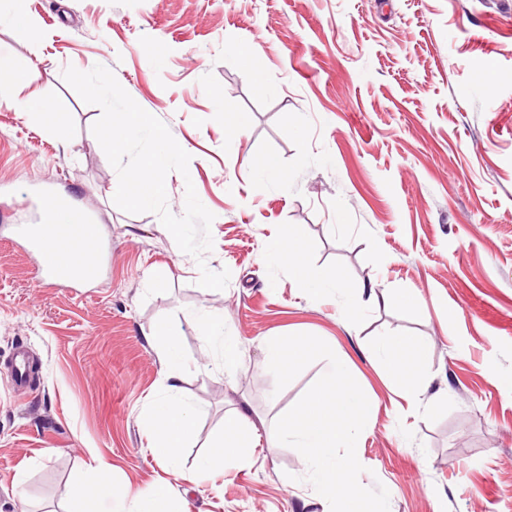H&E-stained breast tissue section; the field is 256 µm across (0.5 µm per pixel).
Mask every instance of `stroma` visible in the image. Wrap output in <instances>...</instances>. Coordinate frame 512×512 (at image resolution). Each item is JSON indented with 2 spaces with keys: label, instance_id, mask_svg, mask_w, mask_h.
<instances>
[{
  "label": "stroma",
  "instance_id": "stroma-1",
  "mask_svg": "<svg viewBox=\"0 0 512 512\" xmlns=\"http://www.w3.org/2000/svg\"><path fill=\"white\" fill-rule=\"evenodd\" d=\"M46 38L0 25V55L38 76L0 105V512H67L69 489L99 458L131 494L168 481L192 512H328L302 455L272 445L273 426L321 376L322 361L276 389L263 341L313 334L346 359L375 413L358 441L360 483L383 484L390 512H512V0H18ZM259 50L268 87L240 62ZM113 71L191 156L166 177L185 208L193 182L214 215L211 271L153 213L113 202L118 179L92 133L99 107L64 81L67 67ZM67 112L66 143L21 101ZM228 112L252 124L235 139ZM273 153L286 181L259 177ZM71 195L112 242L84 288L39 284L34 256L9 240L36 224L39 189ZM304 227L313 266L342 288L316 296L268 261L270 243ZM414 290L417 303H391ZM355 304V326L343 320ZM223 320L242 363L234 376L187 317ZM177 336L190 367L181 396L202 409L181 452L194 470L248 404L260 443L247 461L191 482L147 451L146 421L166 393L152 335ZM426 345L431 378L412 391L386 378L387 336ZM25 346L38 367L13 392L4 364Z\"/></svg>",
  "mask_w": 512,
  "mask_h": 512
}]
</instances>
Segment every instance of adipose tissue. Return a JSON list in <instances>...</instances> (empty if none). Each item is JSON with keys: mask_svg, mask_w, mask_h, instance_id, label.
<instances>
[{"mask_svg": "<svg viewBox=\"0 0 512 512\" xmlns=\"http://www.w3.org/2000/svg\"><path fill=\"white\" fill-rule=\"evenodd\" d=\"M308 238L303 227L296 226L278 238L268 254L272 266L288 268L295 281L308 291L321 295L341 282L338 273L311 267L307 262ZM165 366L167 394L151 412L147 424L153 441L151 453L166 462L172 472H179L181 448L194 433L200 414L198 407L179 397L186 361L176 337H167L158 349ZM380 364L389 380L413 389L431 375L426 359V346L409 336L386 337L380 346ZM259 436L255 423L246 409H234L224 416V429L207 457L198 465V475L222 472L234 459H245ZM69 498L71 512H128V495L112 480L109 469L97 464L90 469L89 479L75 483Z\"/></svg>", "mask_w": 512, "mask_h": 512, "instance_id": "obj_1", "label": "adipose tissue"}]
</instances>
